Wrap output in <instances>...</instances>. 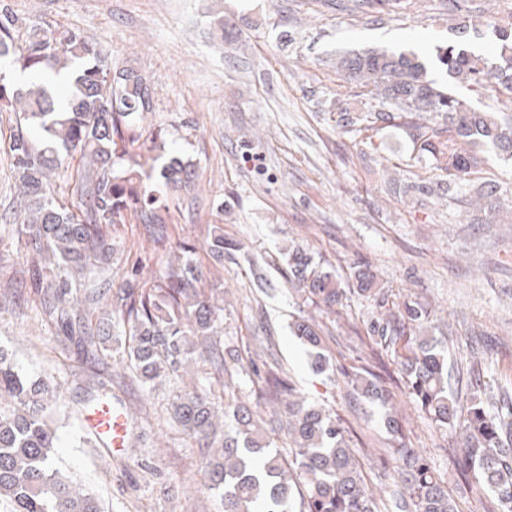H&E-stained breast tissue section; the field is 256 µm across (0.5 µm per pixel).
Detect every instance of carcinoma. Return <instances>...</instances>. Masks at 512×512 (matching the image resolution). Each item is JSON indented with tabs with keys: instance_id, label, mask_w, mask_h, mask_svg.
Listing matches in <instances>:
<instances>
[{
	"instance_id": "cac0c4a2",
	"label": "carcinoma",
	"mask_w": 512,
	"mask_h": 512,
	"mask_svg": "<svg viewBox=\"0 0 512 512\" xmlns=\"http://www.w3.org/2000/svg\"><path fill=\"white\" fill-rule=\"evenodd\" d=\"M459 13L455 39L438 44L429 56L412 50L371 49L341 55L336 69L349 90L336 100V126L347 132L369 130L379 123L407 135L417 163L444 174L443 191L470 194V175L482 157L473 148L512 158V115L481 112L452 91V84L494 83L512 92V24L494 17L482 23L462 14L460 0H448ZM16 17L0 3V60H11L29 76L24 86L0 83V106L45 134L36 148L18 133L11 143L24 211L18 232L26 235L44 266L58 271V283L46 288L40 274L33 288L44 292L46 313L59 322L66 338L86 354H95L110 336L124 337L122 358L141 384L154 387L179 377L189 362L201 365L206 383L178 392L169 418L201 448L208 490L220 494L224 512H381L385 503L370 490L344 427L326 408L293 399L294 389L273 362L265 391L290 396L288 434L293 445L283 454L274 445L260 415L247 401L230 395L229 363L233 349L221 346L216 321L221 311L218 289L207 288L203 272L188 256L170 260L161 278L148 286L129 280L114 287L108 276L114 248L112 226L152 227L172 219L169 192L191 186L195 164L168 153L157 141L145 114L153 111L144 78L134 70H114L94 43L72 30L35 28L28 44H16ZM494 49L486 55L469 45L485 35ZM72 73L67 106L62 107L41 83L44 75ZM363 103L344 105L348 98ZM79 158L72 176L70 201L56 197L52 178L68 158ZM471 201L482 208L496 187L484 185ZM241 246L224 240L218 225L209 233L208 253L218 263ZM89 287L72 292V285ZM288 280L302 304L336 311L358 298L379 309L369 323L376 344L392 350L393 365L381 358L344 374L359 395L384 408L383 421L397 445L383 459L397 474L393 491L400 512H456L448 485L429 458L402 437L396 396L386 383L398 373L416 406L437 426L460 430L462 448L454 464L465 480L492 494L484 512H512V401L496 413L486 411L480 391L469 397L467 414L459 415L448 389V357L426 333L429 305L410 296L391 301L375 287L370 267L357 265L347 279L332 265L304 249L288 251ZM109 309L96 317L87 308L101 300ZM292 331L312 349L316 372L332 377L336 365L323 352V329L301 313ZM0 509L3 512H102L95 494L74 485L54 465L56 433L44 420L53 389L41 378L18 371L0 347Z\"/></svg>"
}]
</instances>
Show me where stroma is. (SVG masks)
<instances>
[{"label": "stroma", "instance_id": "stroma-1", "mask_svg": "<svg viewBox=\"0 0 512 512\" xmlns=\"http://www.w3.org/2000/svg\"><path fill=\"white\" fill-rule=\"evenodd\" d=\"M7 2L18 44L35 27L70 29L102 49L114 69L146 78L156 122L170 148L194 161L196 186L174 197L178 215L154 246L141 248L142 225L114 226L110 274L119 284L138 265L141 281H156L167 254L193 246L207 284L224 290L218 337L241 360L232 371L236 393L263 418L279 417L283 407L260 397L244 371L273 358L309 402L335 408L367 482L390 484L377 461L389 445L380 406L317 374L290 330L298 298L286 253L294 246L323 255L343 277L365 263L389 294L431 303L429 329L448 343L454 394L466 397L477 378L490 406L512 398V208L477 223L466 197L440 191L435 171L431 196L393 192L392 181L414 180L406 136L391 127L347 133L336 125L337 52L446 43L454 20L442 0L380 13L352 12L337 0ZM219 18L220 41L213 35ZM16 132L13 113L0 111V346L23 372L57 386L50 420L59 464L105 512H223L204 486L195 440L169 419L173 384L148 390L124 376L114 343L86 357L43 311L31 285L39 259L17 232ZM216 224L243 247L221 265L206 245ZM374 313L357 299L340 314L318 313L337 372L368 359ZM96 375L124 379L121 397L139 437L134 455L90 447V432L72 413ZM396 398L408 440L430 454L458 512H477L481 494L453 464L456 431L438 429L405 388Z\"/></svg>", "mask_w": 512, "mask_h": 512}]
</instances>
